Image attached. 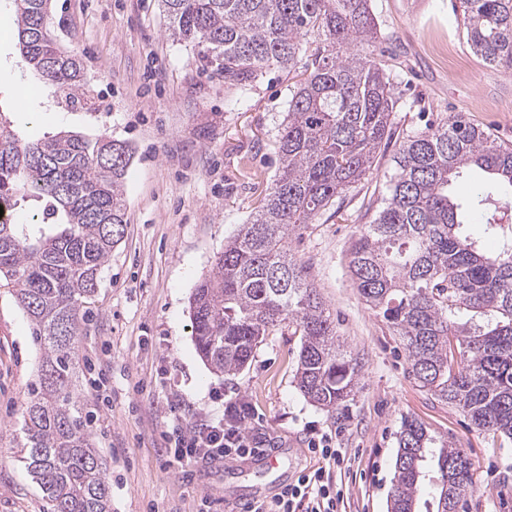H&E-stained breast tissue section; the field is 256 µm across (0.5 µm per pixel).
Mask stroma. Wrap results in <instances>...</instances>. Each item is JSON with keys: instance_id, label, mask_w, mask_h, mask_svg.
I'll return each mask as SVG.
<instances>
[{"instance_id": "1", "label": "stroma", "mask_w": 512, "mask_h": 512, "mask_svg": "<svg viewBox=\"0 0 512 512\" xmlns=\"http://www.w3.org/2000/svg\"><path fill=\"white\" fill-rule=\"evenodd\" d=\"M378 41L368 53L384 64L398 98L397 137L379 151L364 180L349 188L288 247L320 289L347 352L360 366L347 408L328 412L296 387L300 338L291 327L266 336L238 374L214 373L192 336L190 297L224 243L256 211L279 167L275 142L304 71L271 67L252 86H229L197 47L173 41L158 0H52L47 26L60 48L81 58L85 92L68 105L43 86L24 112L14 39L16 16L0 6V111L17 114L25 141L61 131L124 142L125 231L103 269L79 336L75 385L87 430L111 488V512H225V490L250 491L277 478L293 482L317 467L311 441L334 436L346 460L337 473L341 512H388L403 419L464 449L473 489L459 512H512V443L476 431L456 408L432 398L383 319L353 283V235L370 223L393 173L399 136L428 132L462 112L512 144V69L473 52L460 0H370ZM469 220L483 219L477 194L512 201V189L464 172L456 187ZM41 351L11 289L0 288V512H48L39 486L18 462L8 434L18 418ZM176 395L196 414H222L249 401L251 435L279 444L278 467L255 459L234 470L223 461L168 465Z\"/></svg>"}]
</instances>
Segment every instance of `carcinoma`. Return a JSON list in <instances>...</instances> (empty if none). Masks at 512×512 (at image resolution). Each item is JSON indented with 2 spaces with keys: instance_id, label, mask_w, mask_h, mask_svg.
<instances>
[{
  "instance_id": "1",
  "label": "carcinoma",
  "mask_w": 512,
  "mask_h": 512,
  "mask_svg": "<svg viewBox=\"0 0 512 512\" xmlns=\"http://www.w3.org/2000/svg\"><path fill=\"white\" fill-rule=\"evenodd\" d=\"M17 21L18 66L75 99L85 87L79 57L48 34L51 0H5ZM169 36L202 48L224 83L255 84L272 66L293 69L311 47L307 77L288 101L276 150L278 174L253 219L224 243L191 297L193 336L215 372L246 368L266 336L295 325L300 393L334 412L348 402L360 367L347 354L325 300L287 240L372 169L394 135L392 79L354 47L377 39L370 0H160ZM476 54L512 68V0H462ZM128 147L60 132L37 142L0 118V206L37 207L27 223L0 218V282L14 289L40 346L37 375L13 430L19 462L49 512H111L103 459L73 401L83 308L124 235ZM475 167L512 187V144L460 113L409 135L376 217L357 229L348 268L366 304L407 352L419 387L473 426L512 441V224L458 219L449 187ZM485 234L499 249L487 253ZM389 512H458L473 489L461 448L403 421ZM429 484L432 496L420 502Z\"/></svg>"
}]
</instances>
